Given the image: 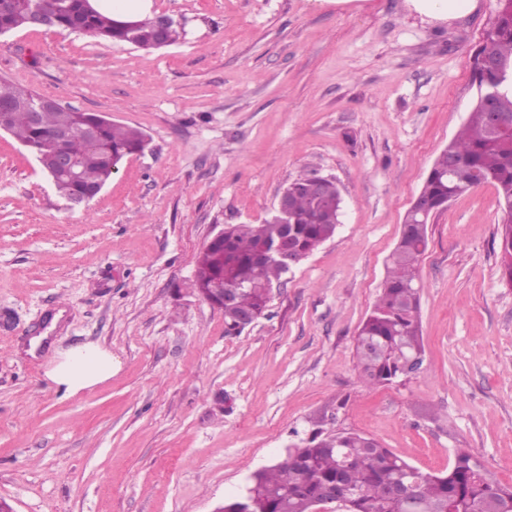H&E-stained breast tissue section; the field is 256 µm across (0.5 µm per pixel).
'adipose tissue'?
I'll use <instances>...</instances> for the list:
<instances>
[{"instance_id":"adipose-tissue-1","label":"adipose tissue","mask_w":512,"mask_h":512,"mask_svg":"<svg viewBox=\"0 0 512 512\" xmlns=\"http://www.w3.org/2000/svg\"><path fill=\"white\" fill-rule=\"evenodd\" d=\"M406 6L428 21L448 24L472 13L478 0H406ZM117 367L110 352L85 344L55 353L46 376L57 388L76 394L108 380Z\"/></svg>"}]
</instances>
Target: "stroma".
<instances>
[{"mask_svg": "<svg viewBox=\"0 0 512 512\" xmlns=\"http://www.w3.org/2000/svg\"><path fill=\"white\" fill-rule=\"evenodd\" d=\"M497 0L451 25L405 0H153L184 40L146 51L48 28L0 35V76L139 128L149 144L73 205L0 130V498L16 512H213L319 430L376 439L425 474L470 452L512 483V286L493 184L428 221L420 369L358 379L357 332L404 217L478 95ZM341 222L224 333L193 283L227 224H261L299 172ZM119 363L74 395L54 349Z\"/></svg>", "mask_w": 512, "mask_h": 512, "instance_id": "35a3bbf8", "label": "stroma"}]
</instances>
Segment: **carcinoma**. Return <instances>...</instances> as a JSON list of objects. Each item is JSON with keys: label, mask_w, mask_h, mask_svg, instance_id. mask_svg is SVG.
I'll list each match as a JSON object with an SVG mask.
<instances>
[{"label": "carcinoma", "mask_w": 512, "mask_h": 512, "mask_svg": "<svg viewBox=\"0 0 512 512\" xmlns=\"http://www.w3.org/2000/svg\"><path fill=\"white\" fill-rule=\"evenodd\" d=\"M46 9L51 28L82 32L114 45L156 48L159 17L141 18L128 28L122 20L86 7L85 0H0V34L32 27L31 16ZM484 54L504 66L505 75L474 67L478 99L467 124L430 168L420 196L439 210L449 196L493 183L501 206L503 275L512 283V262L505 259L512 256V132L495 131L483 99L486 86L497 85L500 95L493 111L512 125V0H498L477 56ZM1 112L7 131L39 159L56 191L69 202L94 197L122 158L146 146L145 134L136 127L65 107L6 78H0ZM57 149L77 160V176L54 172ZM287 189L294 223L227 224L224 239L210 241L197 259L195 287L206 288L222 278L224 287L235 289L233 301L224 304L227 335L242 330V312L264 314L269 289L288 273L273 258L255 260L259 248L286 237L294 251L310 254L340 223L342 200L335 184L322 191L314 186V177L301 173ZM427 246V225L407 213L381 292L358 330V377L367 387L390 384L411 372V360H422L418 265ZM331 485L348 493L346 512H512V486L492 478L469 452L459 450L447 469L423 474L377 440L351 431L315 432L287 449L275 464L254 472L248 481L254 490L248 507L252 512H312L314 501Z\"/></svg>", "instance_id": "obj_1"}]
</instances>
